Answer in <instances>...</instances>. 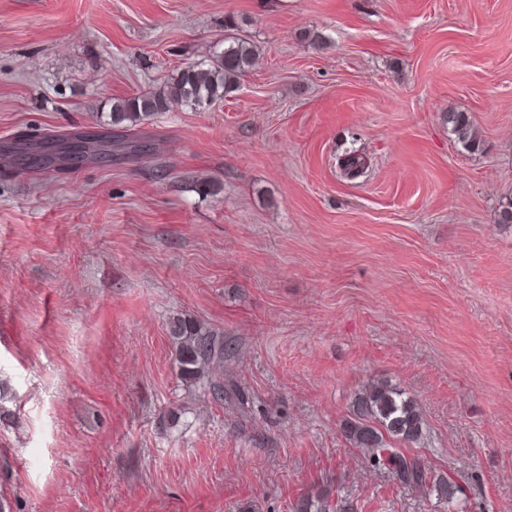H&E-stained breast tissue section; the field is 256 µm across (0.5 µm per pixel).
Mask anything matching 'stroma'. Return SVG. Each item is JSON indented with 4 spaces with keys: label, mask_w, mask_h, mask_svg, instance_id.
<instances>
[{
    "label": "stroma",
    "mask_w": 512,
    "mask_h": 512,
    "mask_svg": "<svg viewBox=\"0 0 512 512\" xmlns=\"http://www.w3.org/2000/svg\"><path fill=\"white\" fill-rule=\"evenodd\" d=\"M228 36L257 50L238 89L155 114L137 158L0 160V496L512 512V0H0V142L97 129ZM182 315L223 331L240 399L179 377ZM380 382L416 400L402 450L453 503L345 436ZM444 122L450 131L466 146L476 145L477 139L473 136L468 117L463 112L448 111L444 114ZM291 512H337V508L329 494L317 492L294 502Z\"/></svg>",
    "instance_id": "obj_1"
}]
</instances>
